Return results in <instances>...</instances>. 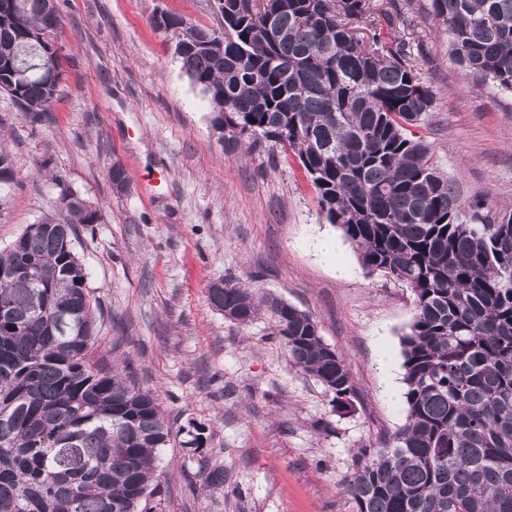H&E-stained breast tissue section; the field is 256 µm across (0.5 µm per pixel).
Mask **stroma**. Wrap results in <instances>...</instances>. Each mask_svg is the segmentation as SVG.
I'll list each match as a JSON object with an SVG mask.
<instances>
[{
    "label": "stroma",
    "instance_id": "35a3bbf8",
    "mask_svg": "<svg viewBox=\"0 0 512 512\" xmlns=\"http://www.w3.org/2000/svg\"><path fill=\"white\" fill-rule=\"evenodd\" d=\"M375 26L393 42L387 13L408 12L420 37L410 50L434 91L428 118L411 127L462 202L484 216L512 211V95L476 90L448 54L426 0H379ZM63 80L46 121L31 123L0 94V127L20 169L0 249L54 213L58 188L41 166L103 213L77 229L76 251L102 319L105 360H129L141 387L182 427L195 423L202 452L164 449L158 512H353L340 482L362 446L405 421L404 393H384L380 359L404 375L401 336L414 316L403 284L367 275L343 244L337 276L319 239L341 232L321 214L298 159L280 147L225 149L208 101L175 58L177 38L151 27L162 11L211 28V0H58ZM130 184H112L113 163ZM232 278L311 313L347 364L351 411H335L313 376L293 367L268 316L240 326L214 310L212 280ZM224 468L211 486V466Z\"/></svg>",
    "mask_w": 512,
    "mask_h": 512
}]
</instances>
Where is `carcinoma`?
I'll return each instance as SVG.
<instances>
[{
	"label": "carcinoma",
	"instance_id": "1",
	"mask_svg": "<svg viewBox=\"0 0 512 512\" xmlns=\"http://www.w3.org/2000/svg\"><path fill=\"white\" fill-rule=\"evenodd\" d=\"M374 0H224V33L190 25L181 70L227 145L271 142L298 158L320 212L369 275L407 288L401 338L406 419L363 448L343 490L355 512H512V213L467 222L428 147L406 136L434 93L399 16L395 46L360 34ZM449 53L481 84L512 93V0H427ZM187 20L160 13L168 33ZM57 0H0V93L33 122L59 95ZM20 170L0 133V210ZM59 186L68 219L28 225L0 250V512H157L158 463L176 442L157 395L101 363L77 225L102 210ZM209 285L224 318L266 313L301 372L338 409L356 395L313 316L231 278ZM200 448L202 433L179 442Z\"/></svg>",
	"mask_w": 512,
	"mask_h": 512
}]
</instances>
